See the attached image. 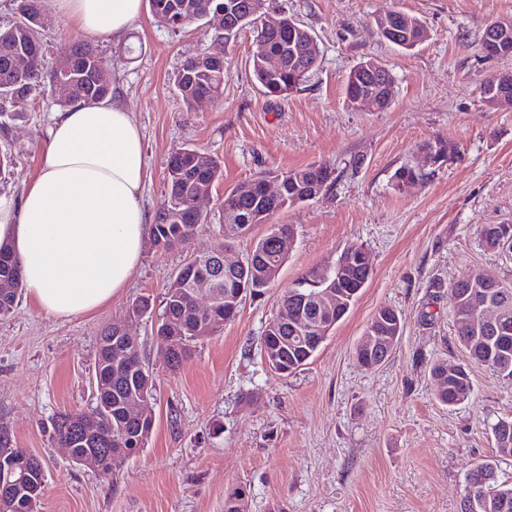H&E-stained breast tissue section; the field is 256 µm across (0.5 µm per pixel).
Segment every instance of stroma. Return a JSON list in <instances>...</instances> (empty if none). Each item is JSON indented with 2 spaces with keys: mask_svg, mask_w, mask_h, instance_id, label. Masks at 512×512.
<instances>
[{
  "mask_svg": "<svg viewBox=\"0 0 512 512\" xmlns=\"http://www.w3.org/2000/svg\"><path fill=\"white\" fill-rule=\"evenodd\" d=\"M314 36L319 59L301 88L264 96L250 59L251 29L224 51L221 99L186 107L171 75L211 47L204 28L172 29L150 10L121 39H94L107 79L140 127L148 179L143 200L157 215L167 191L169 155L196 147L222 162L223 177L200 207L193 238L167 250L145 246L126 288L95 313L61 320L21 297L0 318V426L14 447L45 470L40 512H224L242 490L243 512H461L466 476L491 462L512 481L492 434L512 417V381L470 366L468 400L434 396L431 363L466 362L455 335L451 285L476 268L512 279V260L487 249L485 224H512V107L488 105L482 83L512 70L511 58L485 57L486 27L512 21V0H278ZM394 10L419 18L427 39L412 49L387 42L377 20ZM81 35L51 17L44 32L47 70L63 67ZM373 60L394 77L390 104L357 109L345 95L357 64ZM40 96L8 137L14 163L0 170V197L19 199L38 174L51 118ZM455 147L423 182L397 188L395 170L425 166L423 148ZM334 181L312 201L272 218L295 235L276 283L246 298L236 318L197 341L171 370L155 324L170 279L213 240L225 190L313 165ZM363 246L372 275L307 365L272 371L262 338L284 293L302 277ZM148 298L150 310L133 316ZM398 311L403 332L388 358L361 367L355 348L374 314ZM128 323L156 377L154 427L145 448L111 475L73 465L49 436L50 421L92 405L101 332Z\"/></svg>",
  "mask_w": 512,
  "mask_h": 512,
  "instance_id": "1",
  "label": "stroma"
}]
</instances>
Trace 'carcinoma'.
I'll return each mask as SVG.
<instances>
[{"label": "carcinoma", "instance_id": "obj_1", "mask_svg": "<svg viewBox=\"0 0 512 512\" xmlns=\"http://www.w3.org/2000/svg\"><path fill=\"white\" fill-rule=\"evenodd\" d=\"M245 0H149L150 10L160 7L170 11L175 17L190 26L199 22L207 23L213 19V13L224 6L237 8ZM19 18L17 21L0 27V131L7 130L8 122L23 115V109L32 104L42 88L49 87V92L57 105L63 109L80 102L103 100L111 96L108 85H95L90 81L92 74L103 63L98 50L90 43L77 42L69 46L77 63V72L70 83L62 88L52 86V74L45 70L43 54L32 57L30 69L24 76H19L13 69L12 61L16 53L34 43H42L45 30V15L41 8V0H18ZM398 19L393 36L410 42L415 47L428 37L424 23L402 11L395 12ZM258 17L254 16L243 22L244 27L256 30V38L260 39L262 50L253 51L251 66L254 77L262 92L270 97H278L284 93L296 91L306 81L310 71L314 69L317 58L309 56L296 57L289 52L290 36L286 32L267 31L257 25ZM281 55L284 63L276 76V85H271L266 78L263 60L266 55ZM226 70L224 65L217 67H199L196 58H188L173 75L172 81L187 107H193L195 100L202 94H210L218 99L224 94ZM394 84L392 73L373 60H367L350 71L345 93L349 102L353 103L363 93L373 90L382 92ZM201 150L183 148L171 155L167 168V194L157 215L155 224L151 227L152 245L161 250L171 248L168 238L179 236L185 241L205 223L206 218H190L187 214L196 182L200 175H205L207 181L213 183L223 175L220 161L210 154H205L204 160H199ZM335 169L327 164L310 166L292 170V174L300 177L297 184H289L285 197L280 202L281 208L298 204L300 196L319 190L332 176ZM429 173L423 167L404 165L394 174L397 186L404 187L412 182H422ZM239 215L246 218L244 225L248 231L243 234L227 233L231 226L227 217L217 225L216 241L200 249L196 258L201 260L209 254L220 252L231 246L237 240L248 236V232L263 221L259 217L261 202L251 195H241L235 202ZM276 225L270 224L265 235L257 239L251 251L246 254L244 261L247 273L258 286L266 289L279 277L284 265L283 258L277 256L272 248L262 249L265 237L270 235ZM0 282L7 289L0 292V317L9 316L22 294L23 285L19 274V264L16 256L7 248L0 246ZM234 275L223 274L221 292L223 298L218 307L213 310L210 320L215 323L212 331L216 332L224 326L228 318V307L233 292ZM336 284V269L323 274H312L300 282L295 289H290L283 296L281 307L276 315L282 321L291 314L295 305L294 292H320ZM456 288L457 300L454 304L456 316V336L465 348L470 364H476L495 370L488 362L487 342L482 334L475 332L473 324L477 320L479 306L486 300L496 298L499 289L487 286L482 273L472 270L453 283ZM163 314L156 329V336L164 350L171 369H178L192 355L193 344L199 335L191 327V319L198 312L194 296L187 288H176L169 284L163 298ZM398 312L391 307H383L367 325L366 337H373L380 343H386L402 335L401 321L396 319ZM501 331L512 340V292L500 307ZM109 351L105 348L98 350L94 376L98 377L107 370H112L107 382L112 392V401L123 398L135 390H142L148 396H153L155 383L152 373L146 366L145 360H140L141 367L129 371L116 365L108 366ZM431 376L436 384V397L442 404L452 406L456 397L468 398L471 393L469 364L460 365L453 375L448 373V361H438L431 367ZM74 413L66 412L51 423V437L58 445L69 444L72 432L67 423ZM495 447L498 456L512 459V418L501 419L492 427ZM32 485L28 490L0 501V512H40L41 499L45 485L43 469L30 466L28 470ZM467 492H476L477 512H512V484L500 482L495 468L490 463H482L471 470L466 478Z\"/></svg>", "mask_w": 512, "mask_h": 512}]
</instances>
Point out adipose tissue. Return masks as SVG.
Listing matches in <instances>:
<instances>
[{
  "instance_id": "ef3b65f1",
  "label": "adipose tissue",
  "mask_w": 512,
  "mask_h": 512,
  "mask_svg": "<svg viewBox=\"0 0 512 512\" xmlns=\"http://www.w3.org/2000/svg\"><path fill=\"white\" fill-rule=\"evenodd\" d=\"M77 32L119 38L142 0H47ZM143 135L120 102L57 113L38 176L19 200L0 197V243L15 253L28 296L70 320L109 303L138 266L151 226L143 205Z\"/></svg>"
}]
</instances>
